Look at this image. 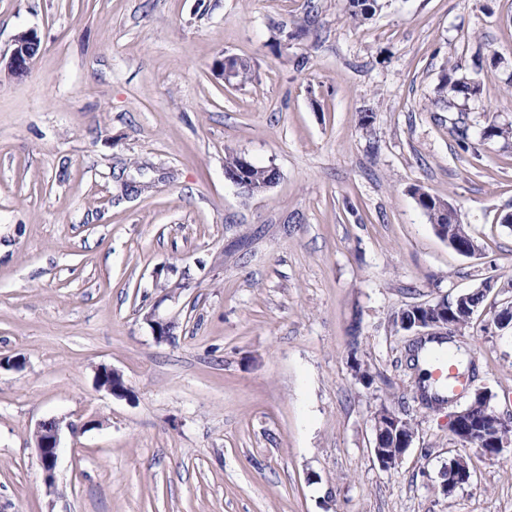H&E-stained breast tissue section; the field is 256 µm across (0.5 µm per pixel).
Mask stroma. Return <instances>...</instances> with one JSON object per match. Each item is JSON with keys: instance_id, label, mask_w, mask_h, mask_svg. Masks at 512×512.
Instances as JSON below:
<instances>
[{"instance_id": "obj_1", "label": "stroma", "mask_w": 512, "mask_h": 512, "mask_svg": "<svg viewBox=\"0 0 512 512\" xmlns=\"http://www.w3.org/2000/svg\"><path fill=\"white\" fill-rule=\"evenodd\" d=\"M34 30L26 76L14 37ZM249 62L227 83L214 62ZM479 91L462 151L439 105ZM512 0H0V512H512V446H462L395 312L495 288L457 337L512 416ZM234 151L275 167L249 196ZM445 199L480 247L438 237ZM173 321L156 342L147 315ZM374 376L356 379L352 360ZM129 391L97 388L99 367ZM407 413L395 468L372 415ZM61 418L54 487L33 431ZM470 484L443 495L450 458ZM39 47V37L34 30H26L17 34L7 62L8 71L14 76L26 74L39 52ZM439 91L444 98H448V108H451V106H455V101L461 97L465 102L470 96L475 95L478 91V85L466 76L458 77L456 69H453L451 74L444 76ZM412 194L416 200L418 207L427 217L429 223L438 225L436 234L448 245L457 251L454 247L457 237V226L455 219L452 217L453 210L448 205V201L430 195L428 192L420 188H414ZM458 252V251H457ZM381 410L388 411L391 409L388 408L387 406L383 405V406H380L378 409H376V411L373 414V421L375 424V431H376V441H375V446L373 448V454H374L379 466L382 469L388 470V469H391L392 467H395L396 464L401 460L405 451L412 444L415 434L410 435V436H405V437L401 436L400 437V445L398 447L399 449L398 450L392 449L393 450L392 456H390L387 452H385V450L383 449L384 447H381L380 437H379L381 431L379 430V428H380V426H382V423L380 422L381 421L380 416L375 423V418L381 412Z\"/></svg>"}]
</instances>
